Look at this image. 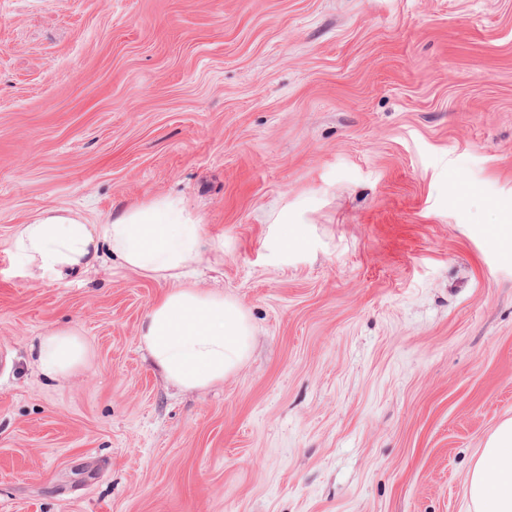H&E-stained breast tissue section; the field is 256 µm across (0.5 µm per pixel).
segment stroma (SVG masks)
Returning <instances> with one entry per match:
<instances>
[{"label": "stroma", "mask_w": 512, "mask_h": 512, "mask_svg": "<svg viewBox=\"0 0 512 512\" xmlns=\"http://www.w3.org/2000/svg\"><path fill=\"white\" fill-rule=\"evenodd\" d=\"M167 194L254 327L201 392L138 346L166 282L10 251ZM507 225L512 0H0V512H470L512 418ZM51 326L88 350L64 380ZM81 333L74 328H51L37 338L36 361L42 373L53 379L69 376L86 357Z\"/></svg>", "instance_id": "1"}]
</instances>
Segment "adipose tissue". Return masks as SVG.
Wrapping results in <instances>:
<instances>
[{"label": "adipose tissue", "mask_w": 512, "mask_h": 512, "mask_svg": "<svg viewBox=\"0 0 512 512\" xmlns=\"http://www.w3.org/2000/svg\"><path fill=\"white\" fill-rule=\"evenodd\" d=\"M203 243L198 215L182 198L159 195L105 224L89 223L68 208L42 211L17 225L11 250L29 276L50 283L87 271L106 257L125 270L172 282L145 314L138 344L167 382L197 391L236 372L254 337L236 299L191 280L189 268ZM85 357L77 329L51 328L37 338V365L48 377L69 376ZM467 494L474 512H512V418L486 440Z\"/></svg>", "instance_id": "adipose-tissue-1"}]
</instances>
